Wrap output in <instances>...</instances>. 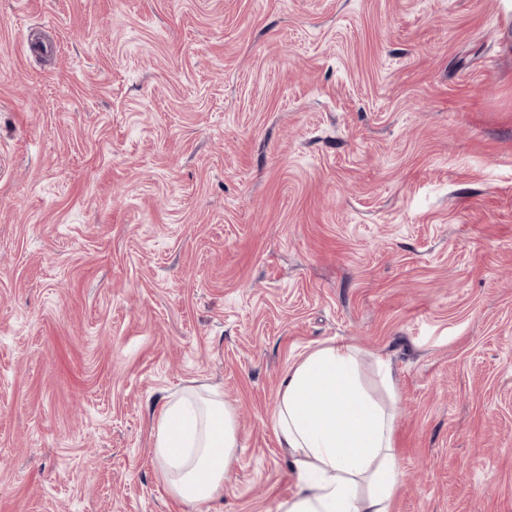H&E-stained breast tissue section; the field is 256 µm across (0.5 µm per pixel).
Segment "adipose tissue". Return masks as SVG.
Returning a JSON list of instances; mask_svg holds the SVG:
<instances>
[{
	"label": "adipose tissue",
	"mask_w": 512,
	"mask_h": 512,
	"mask_svg": "<svg viewBox=\"0 0 512 512\" xmlns=\"http://www.w3.org/2000/svg\"><path fill=\"white\" fill-rule=\"evenodd\" d=\"M362 360L358 347L339 341L286 370L272 423L296 490L278 512H393L402 485L390 405L397 388L390 367L378 363L386 397H374L362 383ZM152 437L177 499L202 506L223 494L224 469L239 440L234 410L221 392L172 396L159 410Z\"/></svg>",
	"instance_id": "ef3b65f1"
}]
</instances>
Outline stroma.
<instances>
[{
    "label": "stroma",
    "instance_id": "obj_1",
    "mask_svg": "<svg viewBox=\"0 0 512 512\" xmlns=\"http://www.w3.org/2000/svg\"><path fill=\"white\" fill-rule=\"evenodd\" d=\"M398 391L394 512H512V0H0V512H275L288 365ZM152 437L154 456L177 499L202 506L224 493V468L239 440L234 410L221 392L173 395L161 406Z\"/></svg>",
    "mask_w": 512,
    "mask_h": 512
}]
</instances>
